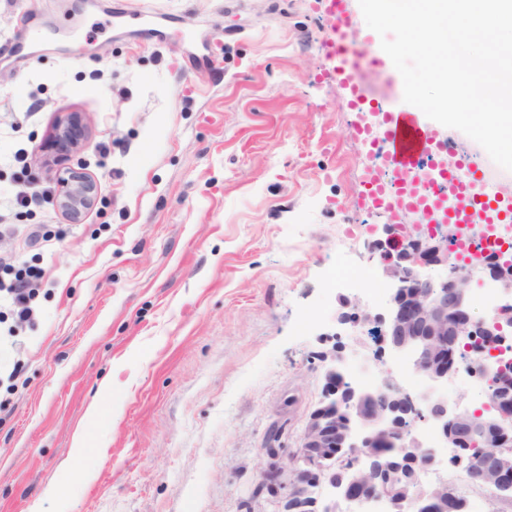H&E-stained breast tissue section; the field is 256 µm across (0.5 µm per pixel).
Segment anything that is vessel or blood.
<instances>
[{"label":"vessel or blood","instance_id":"b4317fda","mask_svg":"<svg viewBox=\"0 0 512 512\" xmlns=\"http://www.w3.org/2000/svg\"><path fill=\"white\" fill-rule=\"evenodd\" d=\"M325 7L332 18V33L324 46L329 69L343 85L348 104L355 109L367 102L363 88L362 64L371 62L379 66V59H366L364 51L349 37L353 18L348 0H325ZM422 111L414 105L388 111L384 114L383 136L387 142L389 161L399 170L413 167L418 157L433 151L451 152L450 144L436 140L432 130L421 122ZM439 180L445 181L448 191L444 194L427 193L407 185L391 189L382 177L369 183L365 194L367 201L387 202L396 210L418 211L424 215H450L459 224L469 223L471 218L481 216L487 223H496L497 211L504 204L490 200L478 189L479 178L474 173L459 170L442 172Z\"/></svg>","mask_w":512,"mask_h":512}]
</instances>
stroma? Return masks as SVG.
Here are the masks:
<instances>
[{
  "instance_id": "35a3bbf8",
  "label": "stroma",
  "mask_w": 512,
  "mask_h": 512,
  "mask_svg": "<svg viewBox=\"0 0 512 512\" xmlns=\"http://www.w3.org/2000/svg\"><path fill=\"white\" fill-rule=\"evenodd\" d=\"M331 28L320 0H0V279L43 270L33 320L0 318L24 364L0 386V512H282L290 467L256 488L270 425L301 447L333 352L387 376L325 281L381 280ZM69 113L61 164L100 185L79 224L13 202ZM77 124L71 115L61 117L53 128V147L64 152H77L82 147L81 138L76 134Z\"/></svg>"
}]
</instances>
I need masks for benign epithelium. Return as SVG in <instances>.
Masks as SVG:
<instances>
[{"label": "benign epithelium", "mask_w": 512, "mask_h": 512, "mask_svg": "<svg viewBox=\"0 0 512 512\" xmlns=\"http://www.w3.org/2000/svg\"><path fill=\"white\" fill-rule=\"evenodd\" d=\"M75 119L66 115L53 128L51 142L56 149L76 152L82 147L76 134ZM57 192L52 198L55 207L72 224H79L94 205L100 186L89 174L74 169L53 172ZM419 224L407 228L405 224H385L386 238L376 240L370 248L371 258L378 260V268L386 281L389 294L384 312L372 315L355 310L337 318L341 330L358 323L379 327L385 347L392 353L410 355L416 370L428 382L429 393L414 405L408 394L397 392L373 393L355 387H346L342 379L344 358L335 354L326 370L328 391L325 400L309 416L304 435L303 457L312 460L309 469L300 474V481L290 493L283 512H337L341 502L351 503L370 492L382 500L388 512H416L413 501L394 496L391 485L394 472L386 474L375 486L366 484L363 476L372 474L371 463L376 459L373 443L377 435L390 436L395 447L409 453L419 442L404 427L403 414L409 407L422 419L433 423L438 439L457 448L461 440L480 435L485 447L497 448L499 435L512 436V394L489 395L496 409L493 419L482 421L480 414L462 406L461 401L439 399L434 392L448 381L455 366L453 353L448 351L450 341L480 331L486 336L512 331V305L482 320H474L466 297V286L472 271L461 272L448 263V239L454 237L458 227H448V234L437 237L418 233ZM448 265V276L432 277L428 268ZM475 266L483 270L492 287L507 298L512 297V258L493 261L478 260ZM279 427L270 428L263 453L269 459V468L261 474L259 486L269 484L283 462L297 465V456L284 457L277 445ZM359 448L364 459L355 458L349 475L336 481V469L342 467L349 453L338 460L322 458L325 448ZM490 488L512 490V470H494L488 482ZM428 500L448 510V482L440 480L427 491Z\"/></svg>", "instance_id": "1"}]
</instances>
